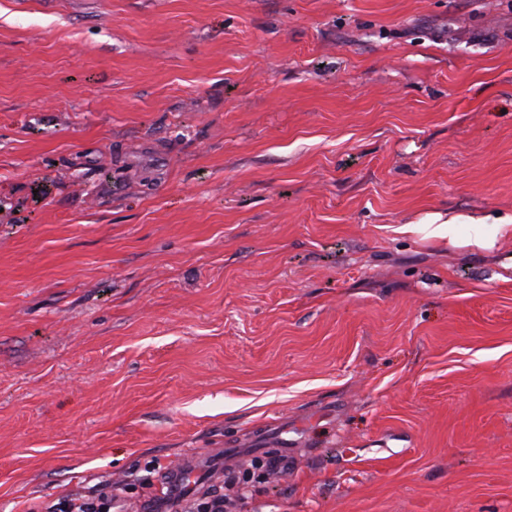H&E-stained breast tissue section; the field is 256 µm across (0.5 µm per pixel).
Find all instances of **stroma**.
Segmentation results:
<instances>
[{"label": "stroma", "instance_id": "stroma-1", "mask_svg": "<svg viewBox=\"0 0 512 512\" xmlns=\"http://www.w3.org/2000/svg\"><path fill=\"white\" fill-rule=\"evenodd\" d=\"M184 460L512 512V0H0V512ZM455 219H451L444 224H409L407 231L417 232L423 231L425 237L431 239L452 238L460 224H452Z\"/></svg>", "mask_w": 512, "mask_h": 512}]
</instances>
